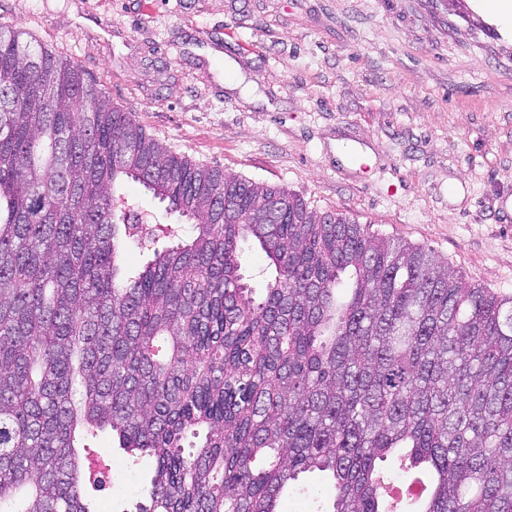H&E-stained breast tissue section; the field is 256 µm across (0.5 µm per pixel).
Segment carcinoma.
Listing matches in <instances>:
<instances>
[{
  "mask_svg": "<svg viewBox=\"0 0 512 512\" xmlns=\"http://www.w3.org/2000/svg\"><path fill=\"white\" fill-rule=\"evenodd\" d=\"M25 35L0 27V512H93L76 441L107 428L155 460L137 512H279L314 471L318 512H512V295L171 151ZM130 180L167 246L113 206ZM127 196L136 206V210L143 214L160 216L161 207L139 183L128 182L125 185Z\"/></svg>",
  "mask_w": 512,
  "mask_h": 512,
  "instance_id": "obj_1",
  "label": "carcinoma"
}]
</instances>
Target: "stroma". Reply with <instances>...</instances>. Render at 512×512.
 Wrapping results in <instances>:
<instances>
[{
    "label": "stroma",
    "instance_id": "1",
    "mask_svg": "<svg viewBox=\"0 0 512 512\" xmlns=\"http://www.w3.org/2000/svg\"><path fill=\"white\" fill-rule=\"evenodd\" d=\"M483 0H0V26L73 59L172 151L432 249L512 294V27ZM102 512H135L152 460L111 431ZM332 496L300 475L280 512Z\"/></svg>",
    "mask_w": 512,
    "mask_h": 512
}]
</instances>
